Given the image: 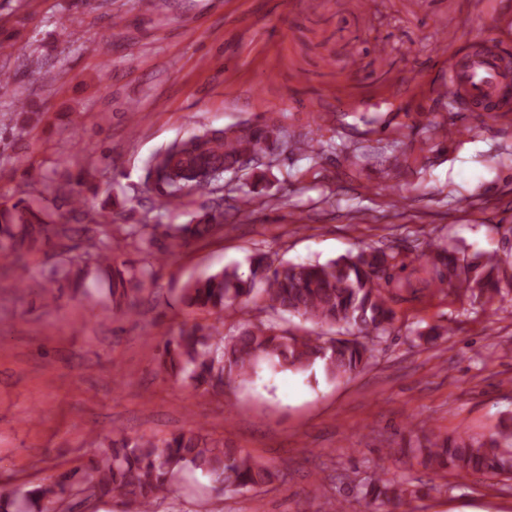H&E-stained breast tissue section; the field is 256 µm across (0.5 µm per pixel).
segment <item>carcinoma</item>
<instances>
[{"mask_svg":"<svg viewBox=\"0 0 512 512\" xmlns=\"http://www.w3.org/2000/svg\"><path fill=\"white\" fill-rule=\"evenodd\" d=\"M238 148L224 154L222 164L230 168L259 161L279 139V128L268 122L265 128L231 127L224 133L205 132L172 143L151 162L147 179L158 191L182 205L190 194H212L219 176L210 174L217 163L210 160L213 141ZM81 177L67 176L48 184L53 201L65 209L66 221H43L39 199H19L0 208V260L16 273L18 284L26 280L25 257L64 238L83 235L93 251L85 252L84 265L69 259L53 269L45 299L56 302L65 292L77 293L84 269L94 267L108 282L109 294L118 309L136 310L145 284L152 278L150 265L139 268L112 266V231L99 224L83 223L85 210L79 186ZM223 213L182 224L165 234V250L207 236L221 224ZM419 258L432 266L440 291L453 289L471 293L484 303H501L512 295V275L497 272L512 263L497 254L473 258L451 251L441 239L428 244ZM415 258L392 248L367 247L357 254L342 255L325 263L275 262L265 253L250 258V274L239 268H223L202 279L189 281L181 291L188 308L221 314L236 305L262 302L269 313L264 322L245 320L224 332L216 324H196L164 343L159 369L181 377L195 390L219 393L237 381L245 382L261 362L290 371H305L316 364L326 375L339 378L363 371L373 356L376 342L391 333L392 305L403 288L393 270H405ZM300 317L316 325L337 329L335 336H298L281 327L278 317ZM417 449L425 467L435 472L453 470L459 474L512 473V431L498 438H442L422 432ZM186 471H201L222 484L224 490L242 492L273 483L278 471L251 456L216 442L199 427L159 440L121 437L112 448L91 459L83 468L59 473L33 489L0 495V512H56L69 487L86 483L94 496L103 499L114 493L139 503L140 512H152L155 503L174 491L177 479ZM356 494L371 512L402 505L408 489L379 474L355 485Z\"/></svg>","mask_w":512,"mask_h":512,"instance_id":"1","label":"carcinoma"}]
</instances>
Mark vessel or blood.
<instances>
[{
  "label": "vessel or blood",
  "instance_id": "obj_1",
  "mask_svg": "<svg viewBox=\"0 0 512 512\" xmlns=\"http://www.w3.org/2000/svg\"><path fill=\"white\" fill-rule=\"evenodd\" d=\"M511 83L512 72L506 70L502 57L491 47L448 67V85L458 102L495 99Z\"/></svg>",
  "mask_w": 512,
  "mask_h": 512
}]
</instances>
